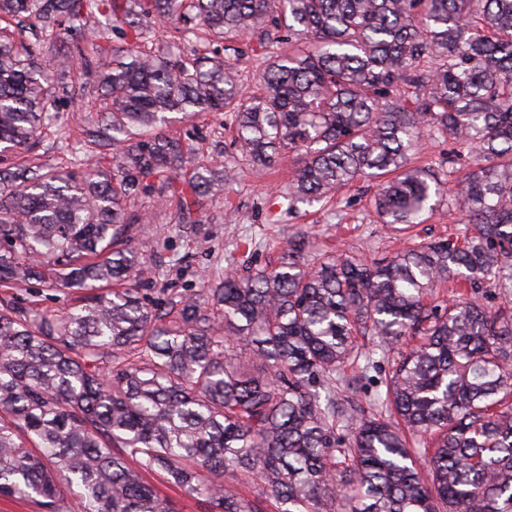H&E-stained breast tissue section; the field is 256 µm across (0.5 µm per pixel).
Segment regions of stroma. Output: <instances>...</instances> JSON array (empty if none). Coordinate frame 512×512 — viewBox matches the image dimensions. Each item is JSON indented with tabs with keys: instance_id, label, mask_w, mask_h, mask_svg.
I'll return each mask as SVG.
<instances>
[{
	"instance_id": "35a3bbf8",
	"label": "stroma",
	"mask_w": 512,
	"mask_h": 512,
	"mask_svg": "<svg viewBox=\"0 0 512 512\" xmlns=\"http://www.w3.org/2000/svg\"><path fill=\"white\" fill-rule=\"evenodd\" d=\"M169 131L192 139L210 160L234 168L236 178L223 193L203 200L196 223H177L169 213L140 233V240L152 242L164 259L174 262L163 276L143 282L150 299L159 305L175 304L196 293L204 282L224 272L228 259H235L241 269L277 263L290 238L299 231L308 232L315 248L329 247L339 254L366 259H379L399 248V240L378 223L368 195L355 186L344 189L330 205L284 210L277 223H268L269 209L281 202L288 190L289 173L301 159L287 157L267 175H255L234 153L232 132L223 128L220 115L176 122ZM80 133V117L72 101H64L55 128L37 150L40 164H57L60 147Z\"/></svg>"
}]
</instances>
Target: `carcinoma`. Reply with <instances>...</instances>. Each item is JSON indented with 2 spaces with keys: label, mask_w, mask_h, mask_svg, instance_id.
Listing matches in <instances>:
<instances>
[{
  "label": "carcinoma",
  "mask_w": 512,
  "mask_h": 512,
  "mask_svg": "<svg viewBox=\"0 0 512 512\" xmlns=\"http://www.w3.org/2000/svg\"><path fill=\"white\" fill-rule=\"evenodd\" d=\"M228 38L254 41L257 89ZM68 88L87 100L83 136L43 167L25 153ZM206 112L257 174L303 156L288 209L369 182L380 223L410 244L302 265L298 235L278 266L159 308L139 288L155 247L134 239L160 211L129 210L155 196L194 224L234 181L162 132ZM426 132L452 145L449 167L475 162L451 193L411 165ZM8 155L0 288L79 299L61 315L0 301L1 498L178 512L145 480L159 472L207 512H512V0H0ZM443 200L461 226L416 241ZM446 280L492 281L504 302L429 300ZM378 353L396 357L371 410L321 396ZM249 482L252 498L236 490Z\"/></svg>",
  "instance_id": "carcinoma-1"
}]
</instances>
